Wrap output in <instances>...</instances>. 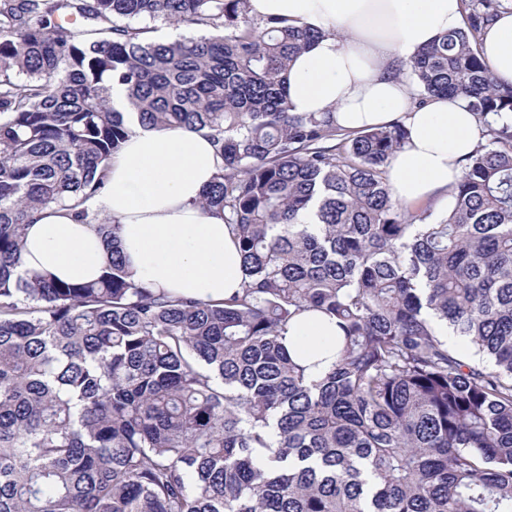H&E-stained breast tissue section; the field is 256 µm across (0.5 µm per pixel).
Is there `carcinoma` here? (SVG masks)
<instances>
[{"label":"carcinoma","instance_id":"carcinoma-1","mask_svg":"<svg viewBox=\"0 0 512 512\" xmlns=\"http://www.w3.org/2000/svg\"><path fill=\"white\" fill-rule=\"evenodd\" d=\"M247 2L0 0V512H512V86L478 49L512 0H462L464 28L409 65L418 99L460 96L485 127L436 219L393 199L403 125L290 111L321 32ZM136 124L211 141L201 204L239 290L134 283L86 208L112 245L99 278L20 272L25 227L99 193ZM305 312L336 321L316 379L282 344Z\"/></svg>","mask_w":512,"mask_h":512}]
</instances>
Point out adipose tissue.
<instances>
[{"label": "adipose tissue", "mask_w": 512, "mask_h": 512, "mask_svg": "<svg viewBox=\"0 0 512 512\" xmlns=\"http://www.w3.org/2000/svg\"><path fill=\"white\" fill-rule=\"evenodd\" d=\"M249 13L323 33L290 66L292 112L332 113L350 132L401 122L408 136L387 167L394 199L450 207L484 128L458 97L413 105L415 87L402 70L419 48L462 27L461 0H249ZM481 53L497 82L512 85V13L486 28ZM219 163L207 138L183 128H135L113 157L87 207L118 225L135 283L205 301L240 288L241 256L224 218L199 204ZM109 256L93 225L50 207L27 229L21 268L81 283L97 278ZM335 334L334 323L308 312L284 344L317 375L333 362L327 347Z\"/></svg>", "instance_id": "ef3b65f1"}]
</instances>
